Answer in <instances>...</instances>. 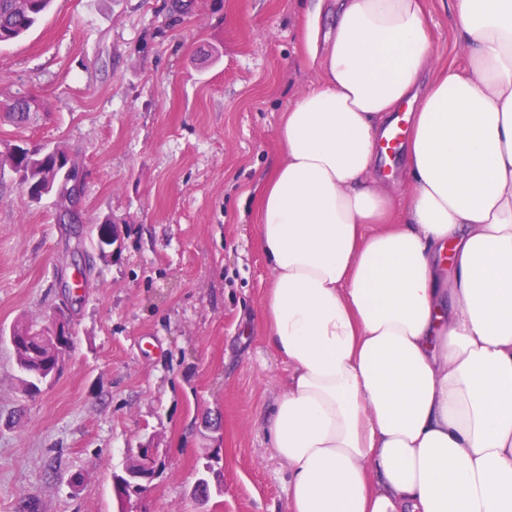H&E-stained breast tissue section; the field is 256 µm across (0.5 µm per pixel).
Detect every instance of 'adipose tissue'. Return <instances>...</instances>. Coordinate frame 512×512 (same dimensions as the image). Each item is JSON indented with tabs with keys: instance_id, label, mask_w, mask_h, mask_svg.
Instances as JSON below:
<instances>
[{
	"instance_id": "adipose-tissue-1",
	"label": "adipose tissue",
	"mask_w": 512,
	"mask_h": 512,
	"mask_svg": "<svg viewBox=\"0 0 512 512\" xmlns=\"http://www.w3.org/2000/svg\"><path fill=\"white\" fill-rule=\"evenodd\" d=\"M337 2L330 31L307 16L323 77L250 192L291 510L512 512V0H451L462 70L427 0ZM406 101L400 212L378 160ZM426 20L432 30L435 53L440 64L464 67L467 52L451 19L450 1L427 0Z\"/></svg>"
}]
</instances>
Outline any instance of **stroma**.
<instances>
[{"label":"stroma","mask_w":512,"mask_h":512,"mask_svg":"<svg viewBox=\"0 0 512 512\" xmlns=\"http://www.w3.org/2000/svg\"><path fill=\"white\" fill-rule=\"evenodd\" d=\"M53 0L0 45V99L34 95L0 144L63 145L82 163L86 224L112 217L121 251L57 223L0 177V330L64 311L73 348L35 397L0 340V512H116L112 475L155 441L162 460L131 512H290L288 468L266 431L289 368L264 338L270 270L247 190L281 160L282 111L318 83L303 62L318 0ZM440 64L467 52L449 0H427ZM94 260L79 292L73 258ZM221 491L191 494L204 449Z\"/></svg>","instance_id":"1"}]
</instances>
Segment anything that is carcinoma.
Wrapping results in <instances>:
<instances>
[{
	"label": "carcinoma",
	"instance_id": "obj_1",
	"mask_svg": "<svg viewBox=\"0 0 512 512\" xmlns=\"http://www.w3.org/2000/svg\"><path fill=\"white\" fill-rule=\"evenodd\" d=\"M51 0H0V44L14 41L27 33L49 10ZM20 100L36 102L26 92L17 94L8 102L0 103L15 121L27 120L28 113L16 110ZM12 172L24 188L30 184L47 186L45 193L38 194L35 203L43 196L55 197L59 223H77L72 214L75 195L82 191L83 168L76 156L62 146L10 145L0 151V173ZM9 341L20 372L22 389L27 394H37L42 387L51 384L60 374L57 352L68 353L71 335L61 337V345L45 336L43 329L27 321L16 322L10 330Z\"/></svg>",
	"mask_w": 512,
	"mask_h": 512
}]
</instances>
